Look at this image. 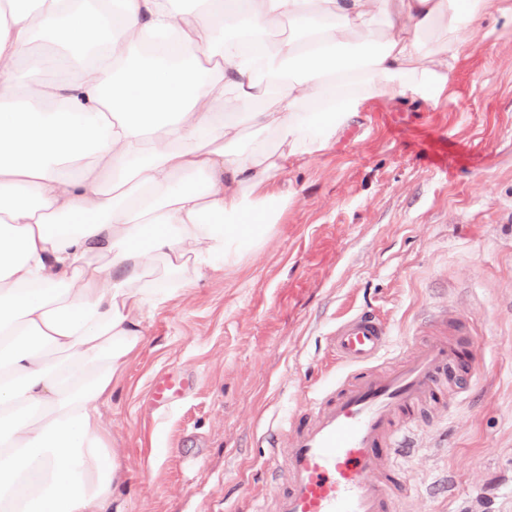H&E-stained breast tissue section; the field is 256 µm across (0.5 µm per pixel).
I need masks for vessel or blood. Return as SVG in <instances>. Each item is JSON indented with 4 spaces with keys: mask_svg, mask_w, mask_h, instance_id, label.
I'll use <instances>...</instances> for the list:
<instances>
[{
    "mask_svg": "<svg viewBox=\"0 0 512 512\" xmlns=\"http://www.w3.org/2000/svg\"><path fill=\"white\" fill-rule=\"evenodd\" d=\"M390 336L388 324L369 311L337 324L330 344L345 371L274 435L269 462L285 464V477L253 512H397L417 414L440 402L443 375L467 384L474 374L465 345L445 332L383 369L379 360ZM188 386L184 378L159 380L155 405L167 406Z\"/></svg>",
    "mask_w": 512,
    "mask_h": 512,
    "instance_id": "obj_1",
    "label": "vessel or blood"
}]
</instances>
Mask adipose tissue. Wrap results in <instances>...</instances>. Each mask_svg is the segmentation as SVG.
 Here are the masks:
<instances>
[{"mask_svg":"<svg viewBox=\"0 0 512 512\" xmlns=\"http://www.w3.org/2000/svg\"><path fill=\"white\" fill-rule=\"evenodd\" d=\"M488 0H0V512H108L96 403L145 313L260 246L281 179L447 88ZM90 57L45 76L37 33ZM149 32L176 65L128 67Z\"/></svg>","mask_w":512,"mask_h":512,"instance_id":"1","label":"adipose tissue"}]
</instances>
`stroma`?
<instances>
[{"instance_id": "35a3bbf8", "label": "stroma", "mask_w": 512, "mask_h": 512, "mask_svg": "<svg viewBox=\"0 0 512 512\" xmlns=\"http://www.w3.org/2000/svg\"><path fill=\"white\" fill-rule=\"evenodd\" d=\"M512 0H489L433 101L370 103L282 179L292 201L256 251L143 322L98 401L121 512H249L268 496L273 423L340 378L329 335L374 310L399 361L434 320L469 327L475 386L415 428L400 512H512ZM190 381L153 407L154 381Z\"/></svg>"}]
</instances>
